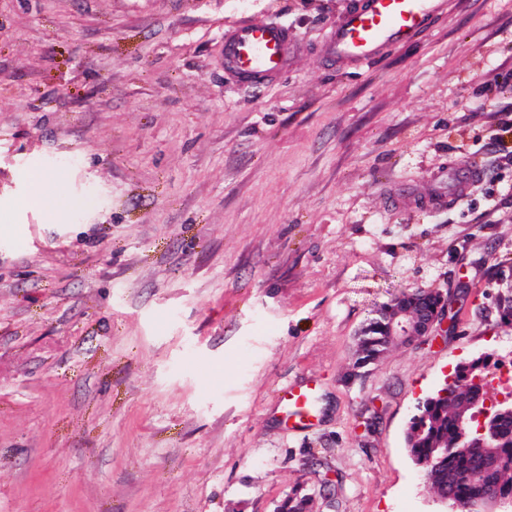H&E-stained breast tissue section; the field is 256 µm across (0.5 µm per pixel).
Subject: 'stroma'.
I'll list each match as a JSON object with an SVG mask.
<instances>
[{"instance_id":"stroma-1","label":"stroma","mask_w":512,"mask_h":512,"mask_svg":"<svg viewBox=\"0 0 512 512\" xmlns=\"http://www.w3.org/2000/svg\"><path fill=\"white\" fill-rule=\"evenodd\" d=\"M354 3L0 0V512H275L298 486L446 512L405 433L458 363L512 358V0L336 65ZM249 21L301 47L258 90L224 71ZM37 170L61 223L20 204ZM417 288L447 333L357 366ZM288 409V422L305 425L315 416L314 390L309 387H289L281 397Z\"/></svg>"}]
</instances>
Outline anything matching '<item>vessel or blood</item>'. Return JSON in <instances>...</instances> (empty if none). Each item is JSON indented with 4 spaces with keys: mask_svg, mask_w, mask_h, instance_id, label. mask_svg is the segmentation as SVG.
<instances>
[{
    "mask_svg": "<svg viewBox=\"0 0 512 512\" xmlns=\"http://www.w3.org/2000/svg\"><path fill=\"white\" fill-rule=\"evenodd\" d=\"M446 6V0H358L337 20L321 53L333 63L371 61L388 45L422 36ZM297 51L287 26L248 22L224 34V71L240 85L264 86L287 70ZM282 400L289 422L304 425L315 415L312 388L286 389Z\"/></svg>",
    "mask_w": 512,
    "mask_h": 512,
    "instance_id": "vessel-or-blood-1",
    "label": "vessel or blood"
}]
</instances>
